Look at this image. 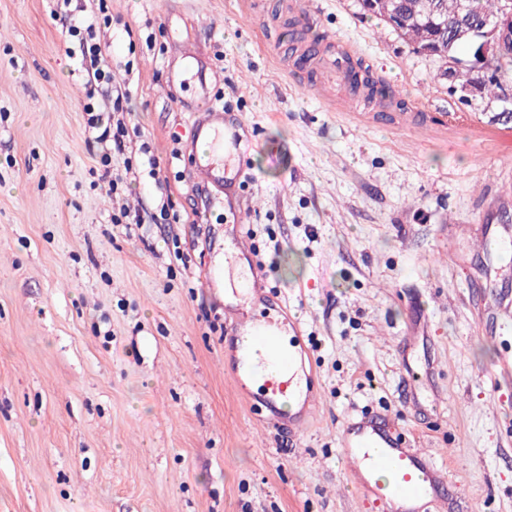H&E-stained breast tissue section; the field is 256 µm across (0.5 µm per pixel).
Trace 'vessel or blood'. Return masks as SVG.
Instances as JSON below:
<instances>
[{
	"instance_id": "vessel-or-blood-1",
	"label": "vessel or blood",
	"mask_w": 512,
	"mask_h": 512,
	"mask_svg": "<svg viewBox=\"0 0 512 512\" xmlns=\"http://www.w3.org/2000/svg\"><path fill=\"white\" fill-rule=\"evenodd\" d=\"M248 129L242 115L225 116L205 100L191 115L188 149L194 152L202 146L208 152L194 161L198 181L223 190L232 204L246 178L241 158L254 147L244 136ZM287 333L301 337L299 323L285 317L246 318L229 332L232 359L224 370L241 394L257 386L253 407L266 411L268 423L279 428L289 422L302 429L312 417L318 389L315 373L301 364L300 353L285 347ZM293 396L299 399V409L283 416L278 404ZM339 443L349 470L365 474L360 484L363 495L383 504L384 512H441L447 505L452 486L442 469L429 453L395 435L385 417L349 418L340 430Z\"/></svg>"
}]
</instances>
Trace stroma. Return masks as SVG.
<instances>
[{
  "instance_id": "stroma-1",
  "label": "stroma",
  "mask_w": 512,
  "mask_h": 512,
  "mask_svg": "<svg viewBox=\"0 0 512 512\" xmlns=\"http://www.w3.org/2000/svg\"><path fill=\"white\" fill-rule=\"evenodd\" d=\"M296 0H0V512H377L338 432L369 410L442 464L460 502L512 512V130H489L437 58L359 0H314L323 49L392 92L379 122L336 71L294 68ZM93 25L123 77L134 179L108 194L88 142L70 26ZM258 135L243 223L200 191L184 153L199 85ZM148 143L149 155L139 151ZM205 210L203 224L166 223ZM136 216L116 224L113 214ZM244 229L271 295L304 330L320 401L272 427L224 373L242 310L209 275ZM420 375L406 384V368Z\"/></svg>"
}]
</instances>
